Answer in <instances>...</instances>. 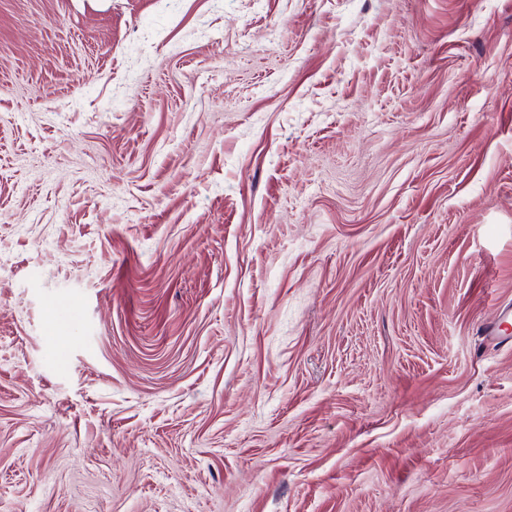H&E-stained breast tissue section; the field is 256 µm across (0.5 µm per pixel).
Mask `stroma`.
Listing matches in <instances>:
<instances>
[{"mask_svg":"<svg viewBox=\"0 0 512 512\" xmlns=\"http://www.w3.org/2000/svg\"><path fill=\"white\" fill-rule=\"evenodd\" d=\"M512 0H0V512H512Z\"/></svg>","mask_w":512,"mask_h":512,"instance_id":"stroma-1","label":"stroma"}]
</instances>
